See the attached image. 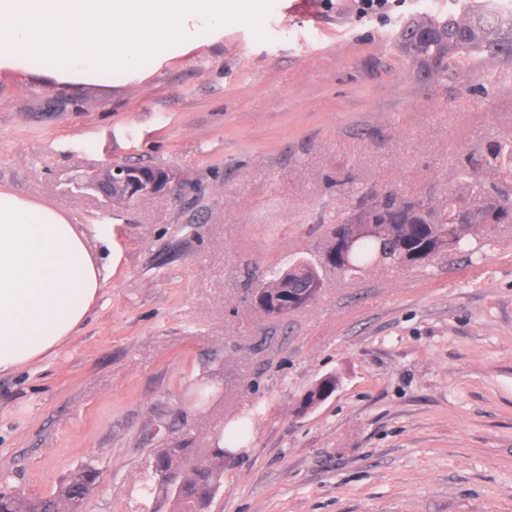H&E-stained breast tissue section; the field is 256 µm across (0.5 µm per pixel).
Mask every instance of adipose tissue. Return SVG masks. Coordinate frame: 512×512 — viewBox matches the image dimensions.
I'll list each match as a JSON object with an SVG mask.
<instances>
[{
	"mask_svg": "<svg viewBox=\"0 0 512 512\" xmlns=\"http://www.w3.org/2000/svg\"><path fill=\"white\" fill-rule=\"evenodd\" d=\"M255 0H0V72L85 83L115 69L136 76L174 41L190 47L227 19L256 21ZM110 279L66 210L0 188V373L53 353L95 309Z\"/></svg>",
	"mask_w": 512,
	"mask_h": 512,
	"instance_id": "adipose-tissue-1",
	"label": "adipose tissue"
}]
</instances>
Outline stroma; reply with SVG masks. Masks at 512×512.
Returning a JSON list of instances; mask_svg holds the SVG:
<instances>
[{
	"mask_svg": "<svg viewBox=\"0 0 512 512\" xmlns=\"http://www.w3.org/2000/svg\"><path fill=\"white\" fill-rule=\"evenodd\" d=\"M456 7L263 0L258 22L170 43L136 82L0 73V186L103 235L113 268L75 336L0 373V481L46 496L90 465L86 512H174L135 491L156 450L209 452L248 414L209 512H512L511 227L419 268L323 269L279 319L251 303L365 193L444 205L464 171L497 183L512 69L423 79L395 45L405 17ZM106 163L176 181L113 209L82 187ZM328 374L336 392L298 413Z\"/></svg>",
	"mask_w": 512,
	"mask_h": 512,
	"instance_id": "obj_1",
	"label": "stroma"
}]
</instances>
